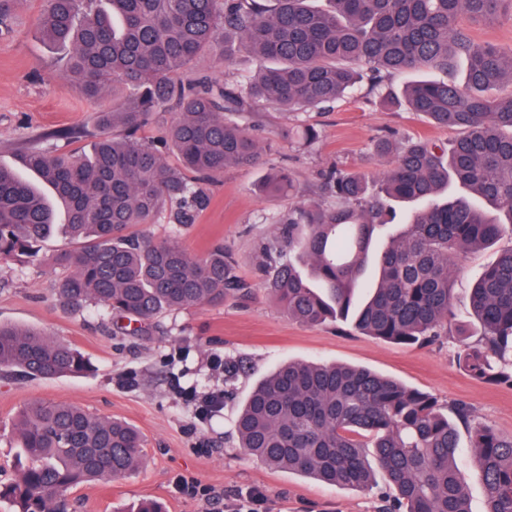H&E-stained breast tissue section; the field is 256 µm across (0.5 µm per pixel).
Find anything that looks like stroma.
I'll list each match as a JSON object with an SVG mask.
<instances>
[{
	"label": "stroma",
	"instance_id": "stroma-1",
	"mask_svg": "<svg viewBox=\"0 0 512 512\" xmlns=\"http://www.w3.org/2000/svg\"><path fill=\"white\" fill-rule=\"evenodd\" d=\"M44 0H13L11 22L0 27V164L16 166L20 152L49 144L59 152L87 151L95 139V112L112 108L129 90L117 86L94 102L63 86L66 51L33 33ZM255 72L251 55L239 52L226 64L198 60L189 74L232 84ZM314 127L309 146L288 143L279 132L289 124ZM255 134L272 149L254 168H226L204 182L208 196L195 223H173L159 213L140 231L203 255L217 242L231 248L238 273L251 284L248 295L216 306L168 311L148 333L116 332L105 312L68 311L53 296L49 263H0V322L34 327L80 349L93 365L75 377L26 381L0 375V483L19 474L20 448L11 419L35 400L71 403L105 418L133 423L143 434L140 467L127 476L73 490L77 512H129L140 499L161 500L166 512H234L241 494L256 489L264 499L257 512H380L384 480L374 490L324 485L310 477L271 469L238 446V411L255 383L292 360L336 362L368 368L440 403H468L478 422L512 434V387L473 378L457 362L455 336L408 346L358 331L352 322L308 326L289 319L258 287L255 255L259 240L274 231L292 201L308 198L323 171L345 167L377 181L390 167L372 156L374 140L393 135L449 143L456 130L431 126L407 107H392L366 83L326 109L295 114L257 109ZM288 171L294 196H265L255 186L268 165ZM512 236L496 246L465 254L453 272L454 310L465 323L473 282Z\"/></svg>",
	"mask_w": 512,
	"mask_h": 512
}]
</instances>
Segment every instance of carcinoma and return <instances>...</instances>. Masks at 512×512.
<instances>
[{
	"label": "carcinoma",
	"mask_w": 512,
	"mask_h": 512,
	"mask_svg": "<svg viewBox=\"0 0 512 512\" xmlns=\"http://www.w3.org/2000/svg\"><path fill=\"white\" fill-rule=\"evenodd\" d=\"M39 32L68 48L65 84L98 100L116 83L136 90L119 108L97 113L100 134L88 153L33 147L20 157L40 185L0 165V262L37 260L60 229L70 247L50 262L61 269L54 291L71 310L94 306L116 322L149 325L165 311L218 304L248 291L230 249L201 257L130 229L167 208L192 224L208 201L201 183L224 167L250 168L263 147L239 117L260 104L290 113L329 106L362 80L376 84L427 66L447 75L395 90L406 104L459 137L446 151L422 138L381 137L376 156L394 164L370 189L357 171L333 167L316 197L288 209L258 249L262 289L306 325L351 319L367 336L423 344L448 333L453 313L452 259L512 232V47L478 42L459 24L467 15L512 17V0H44ZM248 51L258 70L245 84L178 72L204 55L224 63ZM467 60L466 80L453 77ZM170 112L161 143L137 137ZM119 128L118 137L110 130ZM281 136L302 145L318 138L306 125ZM457 182L503 212L490 218L469 201L441 198ZM266 195L293 194L288 172L270 168ZM394 201H420L400 233L375 248L376 231L394 223ZM480 330L460 341L458 364L473 377L512 385V248L503 250L470 291ZM78 349L30 328L0 323V372L30 380L83 373ZM453 417H448V414ZM482 473L485 512H512V435L475 422L464 402L447 411L432 395L367 369L289 362L263 377L236 421L239 447L273 469L342 488L371 490L375 470L391 494L383 512H470L457 465L459 425ZM26 460L0 486L16 512H67L69 493L134 470L139 430L70 403H28L13 426Z\"/></svg>",
	"instance_id": "obj_1"
}]
</instances>
